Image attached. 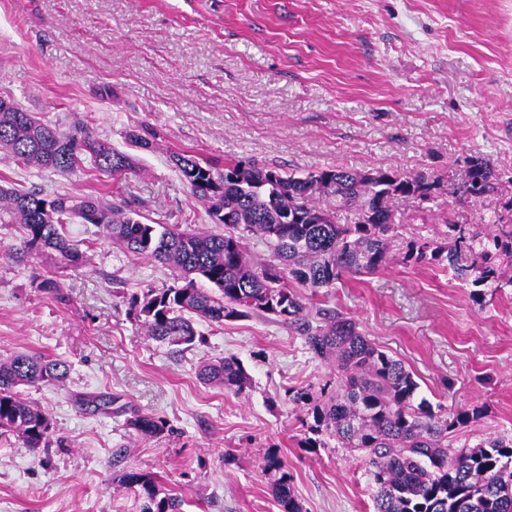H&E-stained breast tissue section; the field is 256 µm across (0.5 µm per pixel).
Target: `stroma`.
Segmentation results:
<instances>
[{"label":"stroma","mask_w":512,"mask_h":512,"mask_svg":"<svg viewBox=\"0 0 512 512\" xmlns=\"http://www.w3.org/2000/svg\"><path fill=\"white\" fill-rule=\"evenodd\" d=\"M0 96L68 130L87 122L140 171L112 177L15 165L0 185L71 196L112 194L149 219L215 231L170 160L243 161L307 173L381 168L434 182L429 200L389 199L396 246L372 276L347 275L317 300L353 318L400 359L434 410L479 408L454 447L512 434V262L503 288L474 301L444 264L403 261L409 241L439 245V224L512 225V0H0ZM162 134L150 151L131 131ZM481 156L494 193L459 188ZM90 259L47 255L19 264L16 224L0 223V358L35 352L70 365L61 385L26 389L49 414L47 450L0 437V512H131L115 491L121 470L154 475L185 512H280L263 473L286 462L303 512H374L361 451L309 448L288 392L333 378V367L276 317L196 321L201 343L149 338L127 295L173 284V273L104 242L90 224L65 225ZM57 281L63 296L40 288ZM237 357L250 387L206 386L202 361ZM112 397L109 412L84 399ZM170 430L142 438L131 411Z\"/></svg>","instance_id":"stroma-1"}]
</instances>
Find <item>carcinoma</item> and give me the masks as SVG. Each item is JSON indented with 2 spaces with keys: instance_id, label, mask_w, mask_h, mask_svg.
<instances>
[{
  "instance_id": "carcinoma-1",
  "label": "carcinoma",
  "mask_w": 512,
  "mask_h": 512,
  "mask_svg": "<svg viewBox=\"0 0 512 512\" xmlns=\"http://www.w3.org/2000/svg\"><path fill=\"white\" fill-rule=\"evenodd\" d=\"M135 147L156 145L159 132L149 126L131 132ZM0 151L25 167L71 171L89 160L112 176L137 168L135 156L112 148L86 124L61 131L36 119L19 104L0 107ZM182 180L200 200L213 224L224 233L182 230L177 225L148 224L137 211L119 206L107 195H48L36 190L0 187V223L19 224L22 243L10 256L22 263L32 255L52 253L67 267L88 264L78 243L63 233L77 219L99 228L105 240L135 256L170 267L175 283L149 289L128 299L129 313L147 336L171 345L195 344L193 318L222 323L254 313L273 315L297 333L311 352L334 363L336 387L324 401L313 386L291 390L303 408L302 421L315 437L336 438L343 448L365 453L367 473L375 487V512H512V436L488 437L458 450L448 435L477 416V410L436 415L418 398L419 384L404 363L390 356L359 330L353 319L334 310L313 309L296 286L316 293L331 288L343 274H374L393 250L388 198H430L434 184L425 177L344 167L320 169L303 177L267 166L227 163L219 169L185 154L172 156ZM463 193L481 198L495 190L494 169L481 157L466 162ZM336 197V203L361 211L356 224H336L314 195ZM260 236L274 261L255 264L245 234ZM448 243L435 248L426 241L407 245V262L448 261L457 280L482 289L499 287L495 259L512 258V226L497 233H465L453 222L444 225ZM481 263L466 264L463 256ZM70 372L63 360L38 353L0 359V436L9 433L33 450L50 442L49 415L23 397L21 389L62 384ZM198 380L236 395L250 385L242 363L233 356L202 362ZM128 428L143 437L169 431L167 421L132 412ZM264 474L273 477L281 512H302L283 460L267 456ZM118 487L133 498L136 512H183L184 500L151 474L134 469L117 476Z\"/></svg>"
}]
</instances>
